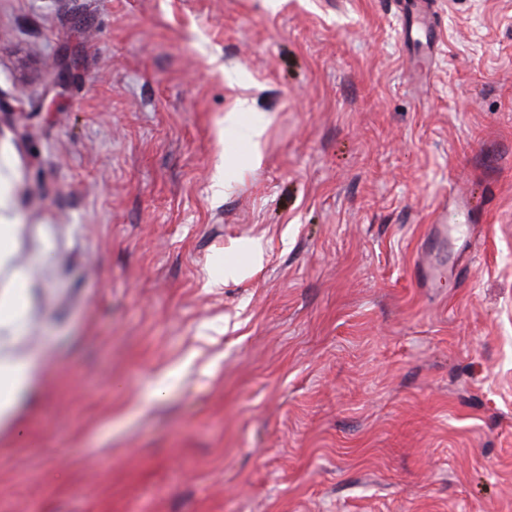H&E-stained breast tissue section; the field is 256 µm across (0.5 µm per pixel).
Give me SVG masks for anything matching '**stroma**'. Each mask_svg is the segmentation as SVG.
<instances>
[{
	"label": "stroma",
	"mask_w": 512,
	"mask_h": 512,
	"mask_svg": "<svg viewBox=\"0 0 512 512\" xmlns=\"http://www.w3.org/2000/svg\"><path fill=\"white\" fill-rule=\"evenodd\" d=\"M410 2L0 0V512H512V0ZM31 288L23 277L17 279L11 297L0 302V327L17 326L23 319L29 299ZM33 365L15 356H0V420L12 410L19 394L29 384Z\"/></svg>",
	"instance_id": "stroma-1"
}]
</instances>
